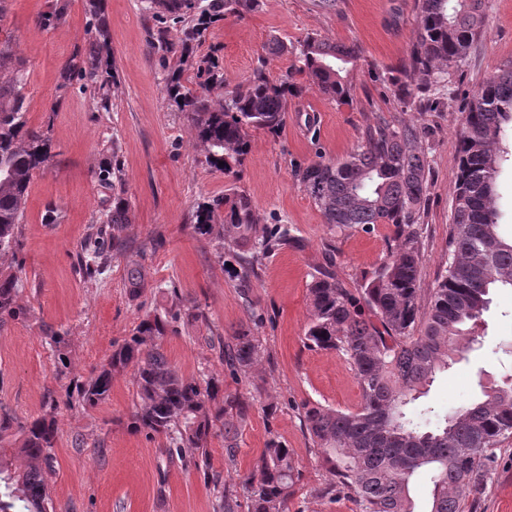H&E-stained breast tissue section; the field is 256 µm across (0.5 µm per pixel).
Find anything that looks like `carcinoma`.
Here are the masks:
<instances>
[{"instance_id": "cac0c4a2", "label": "carcinoma", "mask_w": 512, "mask_h": 512, "mask_svg": "<svg viewBox=\"0 0 512 512\" xmlns=\"http://www.w3.org/2000/svg\"><path fill=\"white\" fill-rule=\"evenodd\" d=\"M255 3L149 0L148 6L155 17L168 15L183 28L177 42L160 28L149 43L163 64L175 62L165 84L169 105L186 116L206 164L236 180L250 155L252 132L279 133L288 117V100L314 87L338 104L349 103L348 66L360 55L354 44L314 34L290 45L274 38L268 54L289 52L296 59L295 67L281 77L270 78L267 59L261 57L244 83L215 100L212 94L224 89V74L213 60L204 59L198 68L200 89L183 85L179 63L208 25L219 17H239ZM485 8L486 0H415L417 35L400 76L390 78L400 108L455 98L451 72L482 34ZM78 75L101 91L100 108L110 111V98L103 92L108 80L100 71L96 43L90 44ZM26 83V63L7 37L0 41V260L17 243L34 172L53 158L46 133L28 125ZM510 136L512 64L487 77L463 111L448 258L424 314L419 306L422 254L417 224L430 181L422 129L377 116L347 158L319 160L294 171L300 189L331 229L342 233L393 226V245L361 288H347L331 259L309 287L306 345L348 357L362 403L356 411L306 403L303 424L331 476L326 494L353 498L361 512H412L410 480L423 469L432 479L430 512L474 508L490 478L496 450L512 435V374L432 428L423 424L424 414L407 411L421 389L448 367L461 342L472 340L491 292L512 289V238L500 234L496 207V179L506 154L503 142ZM129 221L128 205L120 193H113L106 220L112 249H121L120 234ZM192 228L199 239L218 243L238 262L244 283L257 276L264 255L288 245L302 247L288 226L270 229L260 223L252 198L236 187L199 204ZM127 283L133 300L147 287L136 261L129 263ZM19 290L17 276L0 273V323L26 315L18 303ZM182 307L177 297L165 314L142 320L97 376L79 386V401L97 406L109 396L114 376L133 370V428L165 436L171 457L190 450L194 467L218 494L220 512H241L244 507L247 512H288L299 471L292 451L277 438L267 441L255 474L242 481L230 484L213 470L211 439L224 438L225 458L234 463L240 427L253 402L224 394V380L217 375L201 382L186 379L168 361L161 340L182 319ZM218 349L221 362L234 373L250 374L265 359L260 339L243 325L218 342ZM20 432L23 441L13 455L23 460V468L9 472L0 467V512H47L57 421L44 415L20 426Z\"/></svg>"}]
</instances>
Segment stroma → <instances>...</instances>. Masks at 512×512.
Masks as SVG:
<instances>
[{"mask_svg":"<svg viewBox=\"0 0 512 512\" xmlns=\"http://www.w3.org/2000/svg\"><path fill=\"white\" fill-rule=\"evenodd\" d=\"M8 7L0 34L11 36L26 63L28 123L48 134L54 160L34 173L15 252L0 260V270L19 278L27 310L24 318L0 325V414L17 422L5 437L10 444L20 438L19 424L55 417L49 512H215L213 487L191 458L169 459L165 437L131 430L132 374L116 376L97 406H82L74 396L76 385L90 381L142 319L169 307L174 289L185 307H201L208 322L182 323L168 334L161 346L169 361L190 379L222 375L225 392L257 400L240 430L235 469L225 468L220 437L210 444L214 469L240 481L254 472L274 436L292 450L300 470L289 512H356L352 499L324 494L330 476L302 421L307 402L342 411L361 403L347 357L304 343L309 285L331 253L337 277L359 287L386 254L393 228L330 230L294 169L347 157L378 114L421 127L431 188L419 226V286L421 300H428L448 256L462 110L489 74L512 63V0H488L484 33L452 76L456 99L419 112L400 111L382 83L416 37L414 0H340L333 10L320 8L318 0H260L244 16L210 24L184 66L183 82L193 89L200 81L196 63L208 57L218 62L227 86L243 82L274 36L292 43L313 33L360 48L348 75V104L313 88L290 102L279 134H252L239 185L262 223L288 225L303 245L265 255L247 288L216 244L200 241L192 228L197 204L223 195L231 179L205 163L163 91L167 72L148 41L160 28L179 38L180 25L153 17L146 0H8ZM98 23L108 32L114 71L107 111L98 107L93 88L78 77H61L64 65L81 60L96 40L91 27ZM114 165L122 171L131 216L122 231L126 250L110 252L107 264L89 275L82 247L112 210V189L97 174ZM136 254L150 286L133 300L126 276ZM241 324L259 336L267 359L254 374L236 377L211 340ZM55 332L67 338L64 354L49 343ZM475 336L474 346L426 386L416 407L448 415L512 374V290L493 293ZM477 512H512V437L497 452Z\"/></svg>","mask_w":512,"mask_h":512,"instance_id":"obj_1","label":"stroma"}]
</instances>
